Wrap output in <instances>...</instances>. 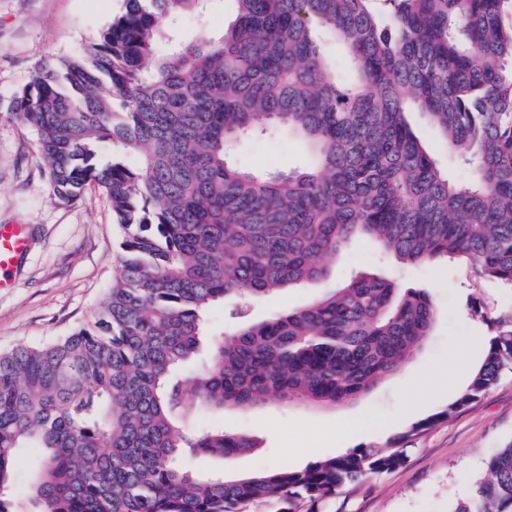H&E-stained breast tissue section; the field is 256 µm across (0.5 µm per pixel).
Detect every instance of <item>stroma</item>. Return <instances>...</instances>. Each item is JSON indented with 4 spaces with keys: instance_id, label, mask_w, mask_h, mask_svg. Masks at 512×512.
Instances as JSON below:
<instances>
[{
    "instance_id": "stroma-1",
    "label": "stroma",
    "mask_w": 512,
    "mask_h": 512,
    "mask_svg": "<svg viewBox=\"0 0 512 512\" xmlns=\"http://www.w3.org/2000/svg\"><path fill=\"white\" fill-rule=\"evenodd\" d=\"M123 0H0V103L29 83L38 68L79 52L122 10ZM234 162L250 172L306 167L307 151L288 130L236 151ZM0 224L26 225L30 248L14 272L16 285L0 292V353L38 346L92 321L121 264L123 231L105 192L88 185L75 204L53 198L33 133L0 110ZM375 271L424 291L436 318L431 336L400 370L356 400L307 407L272 403L248 411L210 412L202 427L244 431L263 442L258 451L232 459H190L195 470L243 475L260 469H303L340 456L344 417L363 414L368 434L351 447L385 448L407 435L403 463L369 475L317 512H448L466 499L484 474L485 459L512 443V373L504 374L476 402L417 435L411 425L443 411L471 381L482 354H469L470 337L490 338L492 317L512 308V287L476 277L461 260L406 267L382 258L370 241L357 242L337 260L332 283L357 270ZM325 283L286 289L248 302V318L303 307ZM479 304L485 318L472 316Z\"/></svg>"
}]
</instances>
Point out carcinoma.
Wrapping results in <instances>:
<instances>
[{"mask_svg":"<svg viewBox=\"0 0 512 512\" xmlns=\"http://www.w3.org/2000/svg\"><path fill=\"white\" fill-rule=\"evenodd\" d=\"M207 2L125 0L6 104L35 135L52 196L74 204L98 185L125 236L92 327L0 354V512H16L7 490L21 448L42 454L35 512H314L399 466L409 435L302 470L204 475L180 459L260 442L187 423L202 410L362 396L431 335V299L360 271L258 322L237 308V327L204 354L209 306L326 282L363 239L403 265L458 258L512 286V0H232L221 36L183 39L178 23ZM411 112L468 179L448 175ZM278 128L306 146L303 170L255 174L231 160ZM100 142L112 144L104 164ZM495 324L470 384L412 433L512 372V311ZM451 512H512V443Z\"/></svg>","mask_w":512,"mask_h":512,"instance_id":"1","label":"carcinoma"}]
</instances>
